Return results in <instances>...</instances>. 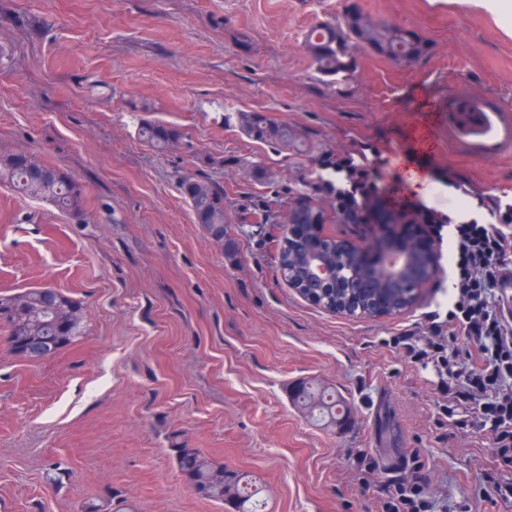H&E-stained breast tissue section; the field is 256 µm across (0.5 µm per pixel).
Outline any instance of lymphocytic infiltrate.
Masks as SVG:
<instances>
[{"label": "lymphocytic infiltrate", "mask_w": 512, "mask_h": 512, "mask_svg": "<svg viewBox=\"0 0 512 512\" xmlns=\"http://www.w3.org/2000/svg\"><path fill=\"white\" fill-rule=\"evenodd\" d=\"M329 167L342 183L322 181L347 223H358L367 199L378 189V168L364 149L338 154ZM491 221L456 222L452 234L453 294L447 312L426 313L428 333L394 337L393 346L414 363L433 366L444 377L438 386L447 403L449 429L485 440L492 464L482 474L486 491L512 504V306L500 290L512 255V204L480 198ZM428 459L412 452L405 473L388 487L381 512H431L426 494Z\"/></svg>", "instance_id": "lymphocytic-infiltrate-1"}]
</instances>
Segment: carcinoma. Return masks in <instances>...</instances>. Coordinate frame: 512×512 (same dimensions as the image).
Masks as SVG:
<instances>
[{
	"label": "carcinoma",
	"instance_id": "cac0c4a2",
	"mask_svg": "<svg viewBox=\"0 0 512 512\" xmlns=\"http://www.w3.org/2000/svg\"><path fill=\"white\" fill-rule=\"evenodd\" d=\"M305 45L315 70L328 83L348 79L351 50L358 45L405 63L425 51V43L416 34L385 22L369 24L367 16L356 9L349 12L342 25L327 22L312 27ZM238 120L243 132L255 141L285 150L296 142L288 125L276 122L262 112H241ZM138 135L159 150L170 148L182 139L177 128L149 120L141 122ZM0 184L10 185L29 199L49 203L81 223L85 221L84 187L62 170L21 147L0 145ZM178 186L215 247L221 251L231 248L229 217L224 209V186L205 174L183 176ZM253 205L255 217L265 224H276L285 201L276 193L259 197ZM279 266L287 268L294 279L304 280L300 250L291 239H283ZM309 291L326 309L344 301L335 290L324 288L320 283L310 285ZM59 304L67 307L63 318L55 312ZM0 322L8 328V341L13 352L21 353L18 344L36 336L49 339L57 353L83 334L86 313L80 302L61 292L50 304L43 289L30 288L0 298ZM295 399L308 407L318 420L335 422L344 413L343 401L312 386L301 385ZM179 465L199 496L229 502L237 512H257L253 498L258 491L248 492L241 486L245 480L241 473L217 465L196 451H183Z\"/></svg>",
	"mask_w": 512,
	"mask_h": 512
}]
</instances>
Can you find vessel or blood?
<instances>
[{
    "label": "vessel or blood",
    "instance_id": "obj_1",
    "mask_svg": "<svg viewBox=\"0 0 512 512\" xmlns=\"http://www.w3.org/2000/svg\"><path fill=\"white\" fill-rule=\"evenodd\" d=\"M436 112L435 124L420 127L417 141L421 148L439 150L441 143L436 136L439 126H447L448 140L456 148L477 158H489L512 148V118L486 104H478L473 112H444L441 103L430 104Z\"/></svg>",
    "mask_w": 512,
    "mask_h": 512
}]
</instances>
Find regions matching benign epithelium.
I'll list each match as a JSON object with an SVG mask.
<instances>
[{
	"mask_svg": "<svg viewBox=\"0 0 512 512\" xmlns=\"http://www.w3.org/2000/svg\"><path fill=\"white\" fill-rule=\"evenodd\" d=\"M317 207L304 199L295 201L281 226L282 233L306 246L313 260L308 277L351 296V288L370 297L360 315L386 317L398 314L422 300L425 285L439 270V248L421 234V222L405 216L385 223L380 215L366 213V232L356 240L324 243L313 224L303 222L306 209ZM336 253V262L323 259Z\"/></svg>",
	"mask_w": 512,
	"mask_h": 512,
	"instance_id": "obj_1",
	"label": "benign epithelium"
}]
</instances>
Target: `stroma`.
I'll list each match as a JSON object with an SVG mask.
<instances>
[{
  "instance_id": "35a3bbf8",
  "label": "stroma",
  "mask_w": 512,
  "mask_h": 512,
  "mask_svg": "<svg viewBox=\"0 0 512 512\" xmlns=\"http://www.w3.org/2000/svg\"><path fill=\"white\" fill-rule=\"evenodd\" d=\"M358 6L420 36L399 63L353 50L345 83L322 81L306 51L316 24ZM37 29L19 25L22 17ZM512 113V38L458 0H0V144L19 145L86 191V221L0 185V297L51 287L83 303L88 330L53 357L10 351L0 324V512H231L196 494L188 448L256 479L267 512H380L391 462L428 458L434 512H506L485 492L491 457L474 433L448 432L433 367L393 348L446 311L447 238L427 298L388 317L311 305L281 279L278 244L238 229L262 164L289 200L333 178L324 161L360 145L380 167L367 207L393 214L397 154L421 176L405 213L454 214L480 196L512 200V153L417 152L426 107L449 95ZM257 111L300 140L246 137ZM176 126L161 152L141 120ZM220 159L235 240L220 251L178 188L198 156ZM109 209H102V202ZM305 382L342 394L331 426L294 402ZM371 457L373 471L360 470Z\"/></svg>"
}]
</instances>
